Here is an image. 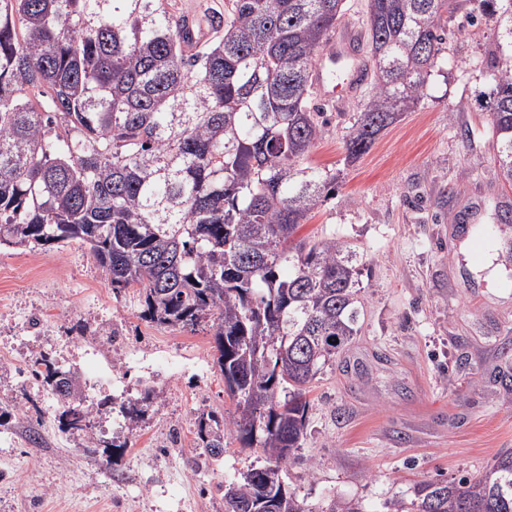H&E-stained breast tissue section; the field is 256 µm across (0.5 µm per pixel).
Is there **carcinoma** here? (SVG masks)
Here are the masks:
<instances>
[{"label": "carcinoma", "instance_id": "obj_1", "mask_svg": "<svg viewBox=\"0 0 512 512\" xmlns=\"http://www.w3.org/2000/svg\"><path fill=\"white\" fill-rule=\"evenodd\" d=\"M165 0H0V245L80 240L112 289L137 288L141 318L212 321L216 363L238 416L195 419L206 458L224 425L265 464L228 483L225 512L315 508L283 480L300 448L311 384L358 333L362 269L334 238H296L336 189L306 161L322 135L309 71L345 0H224L216 36L196 45ZM512 41V0H471ZM459 0H367L373 93L346 158L414 108ZM493 178L512 183V65L493 74ZM54 394L69 370L33 369ZM86 396L62 404L66 430L91 427ZM389 512H512V451L476 477L423 482Z\"/></svg>", "mask_w": 512, "mask_h": 512}]
</instances>
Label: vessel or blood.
<instances>
[{
    "label": "vessel or blood",
    "mask_w": 512,
    "mask_h": 512,
    "mask_svg": "<svg viewBox=\"0 0 512 512\" xmlns=\"http://www.w3.org/2000/svg\"><path fill=\"white\" fill-rule=\"evenodd\" d=\"M357 26L339 28L318 54L312 71V85L323 99L355 98L370 76V67L360 51Z\"/></svg>",
    "instance_id": "b4317fda"
}]
</instances>
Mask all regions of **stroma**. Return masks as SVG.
I'll use <instances>...</instances> for the list:
<instances>
[{
	"label": "stroma",
	"instance_id": "stroma-1",
	"mask_svg": "<svg viewBox=\"0 0 512 512\" xmlns=\"http://www.w3.org/2000/svg\"><path fill=\"white\" fill-rule=\"evenodd\" d=\"M426 95L370 151L343 141L371 92L343 107L310 97L324 120L310 163L336 172V193L299 234L355 246L365 265L360 330L307 395L306 436L283 471L310 503L381 512L416 483L478 476L512 450V285L490 287L461 252L468 234L512 240L497 223L512 186L490 171L492 70L512 48L460 9ZM137 289L113 291L89 248L0 245V512H224V486L262 464L224 433V453L195 461V419H232L212 329L141 317ZM87 375L112 364L88 398L115 408L90 432L59 427L50 389L24 380L42 358ZM138 402L134 419L119 411ZM42 437L28 442L29 429Z\"/></svg>",
	"mask_w": 512,
	"mask_h": 512
}]
</instances>
